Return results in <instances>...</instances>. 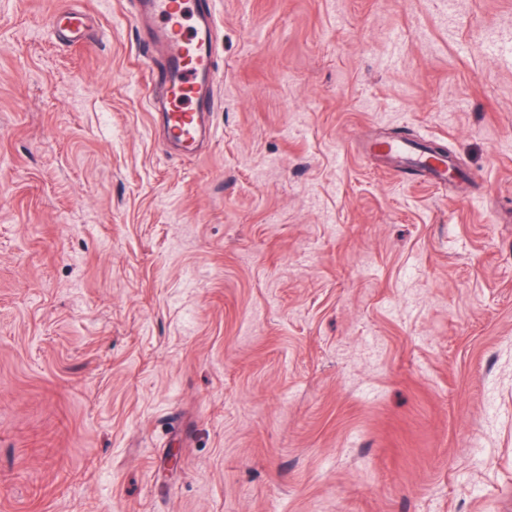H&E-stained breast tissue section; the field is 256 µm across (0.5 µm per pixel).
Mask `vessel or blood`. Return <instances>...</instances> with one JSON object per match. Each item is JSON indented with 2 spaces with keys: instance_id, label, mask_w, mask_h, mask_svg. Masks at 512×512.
<instances>
[{
  "instance_id": "obj_1",
  "label": "vessel or blood",
  "mask_w": 512,
  "mask_h": 512,
  "mask_svg": "<svg viewBox=\"0 0 512 512\" xmlns=\"http://www.w3.org/2000/svg\"><path fill=\"white\" fill-rule=\"evenodd\" d=\"M140 16L149 18V47L159 49L161 62L150 84L159 90L166 134L183 155H195L199 139L209 128L216 79L211 42L217 26L212 0H139ZM86 14L55 12L51 30L60 39L81 44ZM377 152L405 158L418 177L431 183L448 180L447 157L425 151L423 144L395 136L375 143Z\"/></svg>"
}]
</instances>
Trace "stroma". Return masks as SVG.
Instances as JSON below:
<instances>
[{
	"label": "stroma",
	"instance_id": "stroma-1",
	"mask_svg": "<svg viewBox=\"0 0 512 512\" xmlns=\"http://www.w3.org/2000/svg\"><path fill=\"white\" fill-rule=\"evenodd\" d=\"M136 11L0 0V512H512V0H218L192 158ZM86 14L84 11L55 12L51 30L60 39L72 44H81L85 35ZM426 145L397 134L390 140L377 142L374 150L389 155V158H406L416 171L418 178H423L432 184L448 181V162L443 153H430ZM424 149V151H423Z\"/></svg>",
	"mask_w": 512,
	"mask_h": 512
}]
</instances>
